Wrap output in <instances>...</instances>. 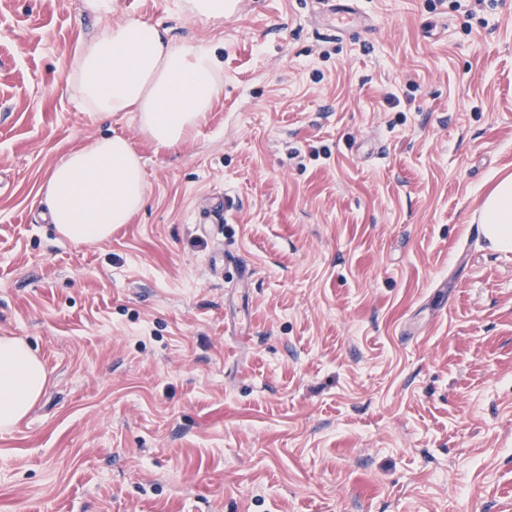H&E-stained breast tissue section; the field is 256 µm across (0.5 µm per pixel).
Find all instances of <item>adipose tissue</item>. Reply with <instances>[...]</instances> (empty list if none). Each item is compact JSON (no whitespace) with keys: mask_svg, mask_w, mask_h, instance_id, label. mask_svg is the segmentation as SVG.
<instances>
[{"mask_svg":"<svg viewBox=\"0 0 512 512\" xmlns=\"http://www.w3.org/2000/svg\"><path fill=\"white\" fill-rule=\"evenodd\" d=\"M223 70L213 51L180 44L158 24L126 19L80 44L68 80L86 110L135 113L157 147L173 149L210 110ZM46 197L51 222L65 238L78 245L102 242L146 203L141 160L123 137L97 139L53 168ZM481 229L492 248L512 249V176L485 199ZM45 382L44 365L30 347L0 336L1 433L27 415Z\"/></svg>","mask_w":512,"mask_h":512,"instance_id":"obj_1","label":"adipose tissue"}]
</instances>
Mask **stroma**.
Instances as JSON below:
<instances>
[{"label":"stroma","mask_w":512,"mask_h":512,"mask_svg":"<svg viewBox=\"0 0 512 512\" xmlns=\"http://www.w3.org/2000/svg\"><path fill=\"white\" fill-rule=\"evenodd\" d=\"M0 0V336L44 390L0 434V512H512V0ZM210 48L178 148L67 78L108 19ZM118 135L147 202L103 242L47 216L53 167ZM228 220L202 223L215 198ZM239 0H183L182 10L190 17L203 21H224L234 17ZM481 229L496 250L512 249V176L502 179L487 196L481 209Z\"/></svg>","instance_id":"stroma-1"}]
</instances>
